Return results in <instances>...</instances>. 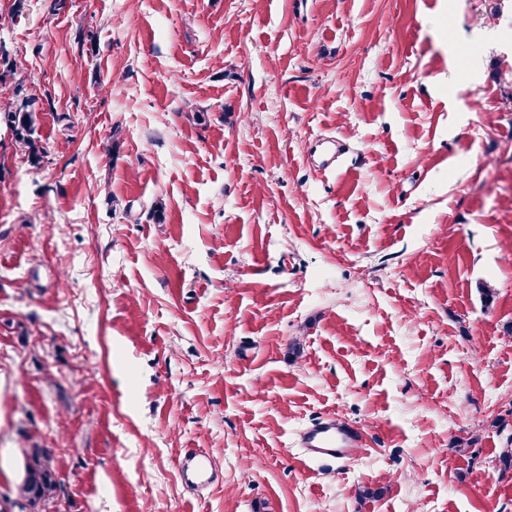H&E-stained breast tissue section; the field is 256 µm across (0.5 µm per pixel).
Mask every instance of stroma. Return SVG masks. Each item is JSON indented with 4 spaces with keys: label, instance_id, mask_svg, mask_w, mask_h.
<instances>
[{
    "label": "stroma",
    "instance_id": "stroma-1",
    "mask_svg": "<svg viewBox=\"0 0 512 512\" xmlns=\"http://www.w3.org/2000/svg\"><path fill=\"white\" fill-rule=\"evenodd\" d=\"M14 4L0 507L512 512V0ZM30 106L31 102L27 99L22 100L19 106L12 103L8 108L3 109L2 104L0 105V123L5 124L16 141L24 148L34 145L31 136L35 131V115L33 110H29ZM301 447L310 456L345 458L363 447L361 433L353 425L335 417L325 418L300 433ZM51 461L49 448H35L29 455L25 478L16 493L22 510L36 512L55 501L58 484ZM208 463L210 459L198 453L196 450H190L185 456L183 469L186 474V483H193V479L206 481L209 479ZM191 475V479H190Z\"/></svg>",
    "mask_w": 512,
    "mask_h": 512
}]
</instances>
